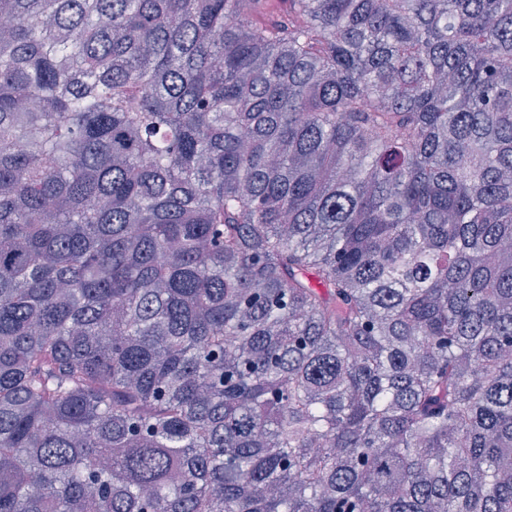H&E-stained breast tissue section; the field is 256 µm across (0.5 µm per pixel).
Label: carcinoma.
I'll return each instance as SVG.
<instances>
[{
	"instance_id": "cac0c4a2",
	"label": "carcinoma",
	"mask_w": 512,
	"mask_h": 512,
	"mask_svg": "<svg viewBox=\"0 0 512 512\" xmlns=\"http://www.w3.org/2000/svg\"><path fill=\"white\" fill-rule=\"evenodd\" d=\"M0 512H512V0H0Z\"/></svg>"
}]
</instances>
